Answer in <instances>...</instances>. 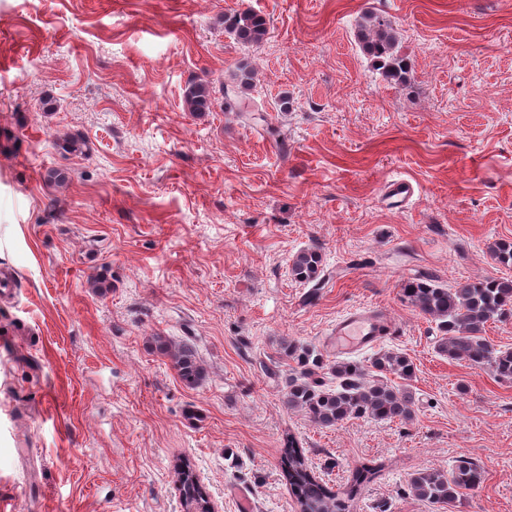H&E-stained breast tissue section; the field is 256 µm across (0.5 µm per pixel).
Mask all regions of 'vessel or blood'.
<instances>
[{"mask_svg":"<svg viewBox=\"0 0 512 512\" xmlns=\"http://www.w3.org/2000/svg\"><path fill=\"white\" fill-rule=\"evenodd\" d=\"M394 332V324L384 308L356 307L340 316L332 325L325 338V347L333 354L349 355L372 346Z\"/></svg>","mask_w":512,"mask_h":512,"instance_id":"vessel-or-blood-1","label":"vessel or blood"}]
</instances>
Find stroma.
<instances>
[{"mask_svg": "<svg viewBox=\"0 0 512 512\" xmlns=\"http://www.w3.org/2000/svg\"><path fill=\"white\" fill-rule=\"evenodd\" d=\"M252 8L260 45L226 31ZM385 19L411 65L384 81L362 17ZM255 72L245 123L185 111L196 78ZM86 141L84 153L68 149ZM67 171V187L49 182ZM409 180L406 208L387 182ZM512 0H0V512H182L186 461L220 512H297L285 434L329 487L382 470L349 512H512V380L438 350L402 301L429 274L451 288L512 278ZM319 248L318 286L290 257ZM109 288L97 295L92 278ZM385 308L394 335L357 355L415 365L408 423L330 428L283 406L294 341L322 347L348 309ZM194 344L186 386L151 338ZM479 463L451 505L409 495L417 472Z\"/></svg>", "mask_w": 512, "mask_h": 512, "instance_id": "obj_1", "label": "stroma"}]
</instances>
